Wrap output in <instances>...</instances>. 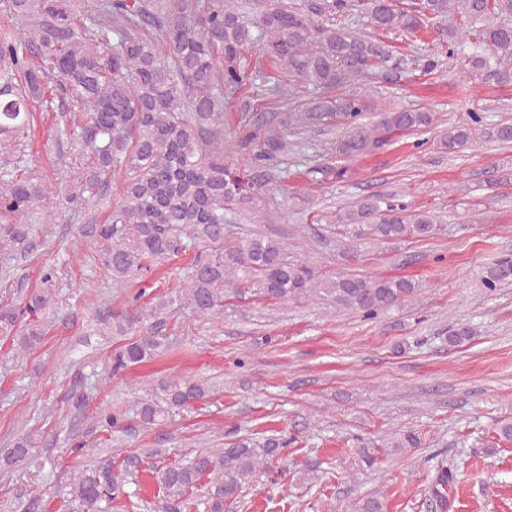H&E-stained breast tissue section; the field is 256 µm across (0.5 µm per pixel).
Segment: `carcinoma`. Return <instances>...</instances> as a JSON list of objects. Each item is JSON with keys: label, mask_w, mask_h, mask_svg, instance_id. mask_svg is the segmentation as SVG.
<instances>
[{"label": "carcinoma", "mask_w": 512, "mask_h": 512, "mask_svg": "<svg viewBox=\"0 0 512 512\" xmlns=\"http://www.w3.org/2000/svg\"><path fill=\"white\" fill-rule=\"evenodd\" d=\"M21 22L26 36L0 34V149L15 148L26 138L32 107L52 110L66 101L57 124L71 148L91 159L84 182L55 192L75 215L82 213L84 193H93L113 175L119 178L120 201L102 224L79 225L80 236L100 253L112 282L134 285L126 310L112 313V334L127 341L112 353V375L152 359L162 347L159 317L153 327L132 335L143 321L140 300L151 285L144 275L156 266L194 251L180 281L178 299L200 319L224 311L226 280L242 276L268 300L317 293L355 310L366 319L407 299L411 279L341 273L322 282L302 259H289L275 238L256 234L224 246V210L230 203L250 204L260 185L224 161V91L243 86L241 65L248 47L258 43L280 74L322 91L311 101L288 109V129L331 126L341 121L336 141V177L344 163L384 146L394 131L432 126L433 113L420 109H383L367 87L351 86L378 71L383 80L399 82L406 74L395 46L379 34L437 33V46L460 61L466 71H480L511 81L502 67L512 58V0H94L96 15L84 23L88 0H0ZM363 15L374 33L338 22ZM459 25L445 27L449 15ZM153 26L165 49L145 33ZM379 112L372 122L370 112ZM237 144L252 151L254 167L272 177L274 162L288 152V134L270 120L245 123ZM512 144V122L487 123L477 112L470 122L451 126L439 148L459 154L478 141ZM49 192L27 175L0 183V248L27 256L29 226L11 220L37 209L44 223L56 211L46 205ZM407 206L389 198L366 196L334 214L348 241L347 252L367 243L385 244L409 236L422 240L437 230L426 212L405 215ZM58 269L41 270V287L22 307L30 320L17 326L12 308H0V335L26 352L45 335L43 315L54 301ZM512 283V257L496 260L486 272L489 290ZM205 380L160 381L137 412L141 422L165 420L210 396ZM127 415L103 409L98 427L117 432ZM290 441L271 434L261 444L237 431L227 433L222 448H208L186 463L155 470L157 500L150 512H186L203 491L206 512H224L271 468ZM34 441L18 439L0 455L9 469L31 457ZM132 461L116 471L112 463L74 475L70 504L74 512H107L133 475ZM453 468L441 465L432 484L436 506L448 507Z\"/></svg>", "instance_id": "1"}]
</instances>
